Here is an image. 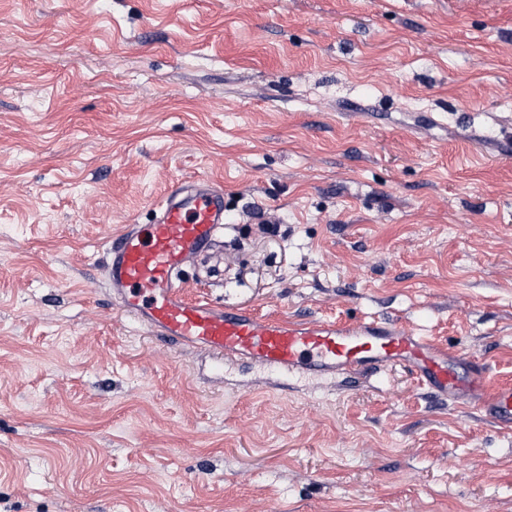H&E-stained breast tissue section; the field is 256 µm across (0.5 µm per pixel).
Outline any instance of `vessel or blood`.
I'll return each instance as SVG.
<instances>
[{
    "label": "vessel or blood",
    "instance_id": "b4317fda",
    "mask_svg": "<svg viewBox=\"0 0 512 512\" xmlns=\"http://www.w3.org/2000/svg\"><path fill=\"white\" fill-rule=\"evenodd\" d=\"M227 210L222 186L179 183L156 204L151 223L124 225L106 248L113 307L148 335L198 349L219 363L246 361L320 380L403 366L431 396L512 430L511 386L488 389L479 362L397 321L294 319L263 315L248 305L189 299L183 292L186 268L216 245Z\"/></svg>",
    "mask_w": 512,
    "mask_h": 512
}]
</instances>
